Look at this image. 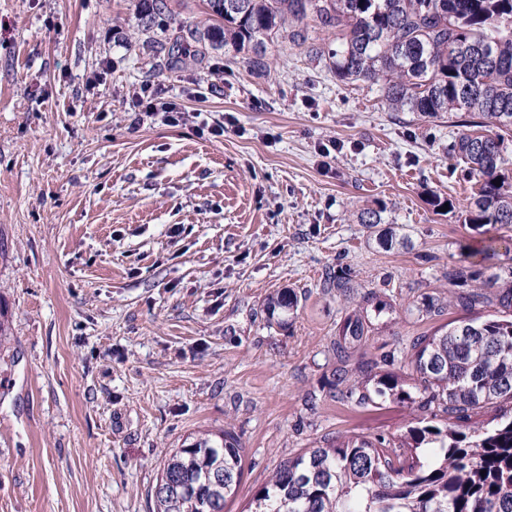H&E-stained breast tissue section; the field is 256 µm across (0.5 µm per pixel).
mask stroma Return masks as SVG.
Returning <instances> with one entry per match:
<instances>
[{
  "label": "stroma",
  "instance_id": "35a3bbf8",
  "mask_svg": "<svg viewBox=\"0 0 512 512\" xmlns=\"http://www.w3.org/2000/svg\"><path fill=\"white\" fill-rule=\"evenodd\" d=\"M137 2L0 0V512H153L166 455L224 429L244 450L228 505L243 512L304 449L413 422L343 396L348 312L391 306L346 364L357 381L464 317L475 284L449 270L512 267V226L463 222L448 147L471 113L386 111L378 86L286 42L267 75L220 50L173 69L135 43ZM147 81L223 138L137 121ZM366 208L381 224L358 223ZM285 288L299 305L283 328L266 302Z\"/></svg>",
  "mask_w": 512,
  "mask_h": 512
}]
</instances>
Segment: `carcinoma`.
<instances>
[{
	"instance_id": "cac0c4a2",
	"label": "carcinoma",
	"mask_w": 512,
	"mask_h": 512,
	"mask_svg": "<svg viewBox=\"0 0 512 512\" xmlns=\"http://www.w3.org/2000/svg\"><path fill=\"white\" fill-rule=\"evenodd\" d=\"M202 26L177 25L183 52L169 64H201L222 50L254 73L270 69L268 46L288 42L329 61L345 83L380 87L391 112L431 118L474 112L480 128L450 151L473 182L467 224L512 225V178L502 165L507 142L489 126L512 127V0H204ZM142 31L167 35V0H139ZM336 45L313 42L308 21ZM480 287L512 307V267ZM298 306L285 290L268 301L280 326ZM367 310L355 309L333 343L344 362L364 344ZM407 371H386L349 389L360 405L386 401L422 416L397 438L344 436L281 464L248 512H512V417H475L512 403V319L451 322L411 345ZM243 474L235 435L202 433L165 458L155 512H224Z\"/></svg>"
}]
</instances>
